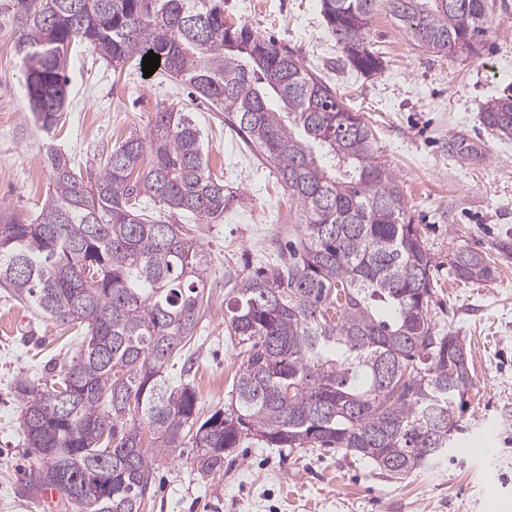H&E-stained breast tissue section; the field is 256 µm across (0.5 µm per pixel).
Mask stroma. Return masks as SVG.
<instances>
[{
	"instance_id": "obj_1",
	"label": "stroma",
	"mask_w": 512,
	"mask_h": 512,
	"mask_svg": "<svg viewBox=\"0 0 512 512\" xmlns=\"http://www.w3.org/2000/svg\"><path fill=\"white\" fill-rule=\"evenodd\" d=\"M491 2L479 51L468 56L423 51L378 12L369 38L383 69L365 77L345 67L320 0H224L228 21L297 50L371 127L378 158L399 177L415 223L426 227L438 266L433 319L469 349L473 385L455 414L466 431L432 466L400 480L341 451L270 448L250 438L225 454L220 472L203 476L194 448H179L157 457L156 486L141 512H512V140L479 122L487 101L512 93V0ZM68 56L65 112L48 135L29 110L16 34L0 24V201L34 217L50 182L44 143L85 167L130 131H148L158 107L194 112L209 168L234 198L221 220L188 226L210 260V305L189 350V376L204 413L227 408L239 360L224 299L233 279L267 265L287 240L284 192L223 113L193 101L183 82L160 70L115 74L79 43ZM461 245L489 257L491 281L454 278L449 260ZM71 335L0 290V512H66L57 500L41 504L30 486L38 463L25 448L15 384L37 376L45 356L65 353Z\"/></svg>"
}]
</instances>
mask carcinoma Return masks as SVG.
<instances>
[{"instance_id": "1", "label": "carcinoma", "mask_w": 512, "mask_h": 512, "mask_svg": "<svg viewBox=\"0 0 512 512\" xmlns=\"http://www.w3.org/2000/svg\"><path fill=\"white\" fill-rule=\"evenodd\" d=\"M488 0H321L345 63L383 69L368 38L388 13L414 46L476 51ZM22 54L24 90L50 135L68 94V50L113 69L152 51L170 77L227 116L288 191L291 239L234 283L224 324L245 346L230 405L201 417L174 368L209 307L204 245L179 221L209 224L230 193L205 160L193 113L155 112L88 173L50 143L51 187L32 220L0 202V288L77 329L76 354L49 381L17 382L38 488L75 512H140L160 455L192 442L193 465L221 471L252 435L269 448L349 452L400 479L448 452L473 385L465 339L431 316L433 269L397 175L369 125L295 51L224 21V0H0ZM485 129L512 140V94L489 100ZM461 281H489L488 257L459 247Z\"/></svg>"}]
</instances>
